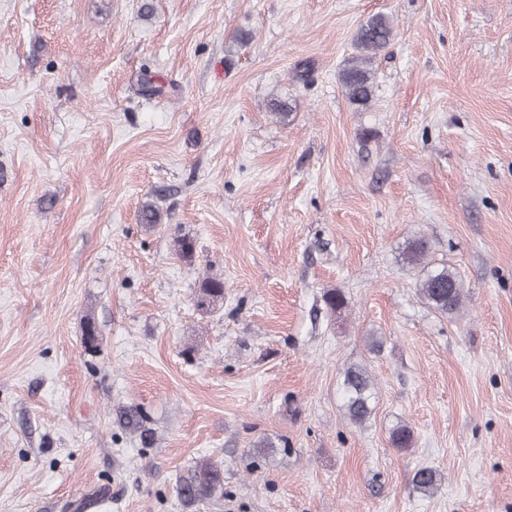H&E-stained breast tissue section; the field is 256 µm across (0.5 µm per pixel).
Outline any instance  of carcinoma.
Instances as JSON below:
<instances>
[{
	"instance_id": "obj_1",
	"label": "carcinoma",
	"mask_w": 512,
	"mask_h": 512,
	"mask_svg": "<svg viewBox=\"0 0 512 512\" xmlns=\"http://www.w3.org/2000/svg\"><path fill=\"white\" fill-rule=\"evenodd\" d=\"M393 38L391 21L383 15H375L363 23L354 36L355 53L348 58L340 72L339 80L351 105L358 111L371 107L374 98L373 64ZM429 242L416 237L408 242L404 259L422 267L423 277L419 281L420 297L441 315H453L460 311L463 285L458 273L452 268L431 265L428 262ZM196 306L208 311L224 303V281L204 278L195 295ZM81 344L86 352L98 348L99 335L92 320H87ZM343 407L349 420L362 424L369 419L376 391L372 377L366 368L358 365L347 367L341 385ZM126 428L139 435L143 445L152 444L151 417L142 407L132 406L123 413ZM391 441L396 448H408L412 443V432L405 425H397L391 432ZM441 482L440 474L431 467H421L413 475V483L423 493H433ZM177 496L185 508L198 503L224 498V465L210 458L202 459L180 476L176 485Z\"/></svg>"
}]
</instances>
